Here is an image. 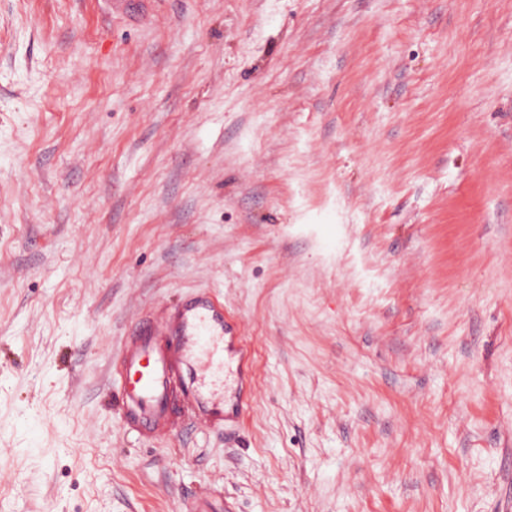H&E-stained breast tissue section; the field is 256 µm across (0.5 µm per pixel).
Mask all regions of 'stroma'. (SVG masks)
Returning a JSON list of instances; mask_svg holds the SVG:
<instances>
[{
	"instance_id": "obj_1",
	"label": "stroma",
	"mask_w": 512,
	"mask_h": 512,
	"mask_svg": "<svg viewBox=\"0 0 512 512\" xmlns=\"http://www.w3.org/2000/svg\"><path fill=\"white\" fill-rule=\"evenodd\" d=\"M209 292L243 418L130 429ZM512 512V0H0V512Z\"/></svg>"
}]
</instances>
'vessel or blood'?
<instances>
[{
	"label": "vessel or blood",
	"instance_id": "b4317fda",
	"mask_svg": "<svg viewBox=\"0 0 512 512\" xmlns=\"http://www.w3.org/2000/svg\"><path fill=\"white\" fill-rule=\"evenodd\" d=\"M117 374L130 427L143 437L165 433L173 402L210 426L237 423L252 383L248 351L221 302L194 296L163 324L145 319L129 331Z\"/></svg>",
	"mask_w": 512,
	"mask_h": 512
}]
</instances>
